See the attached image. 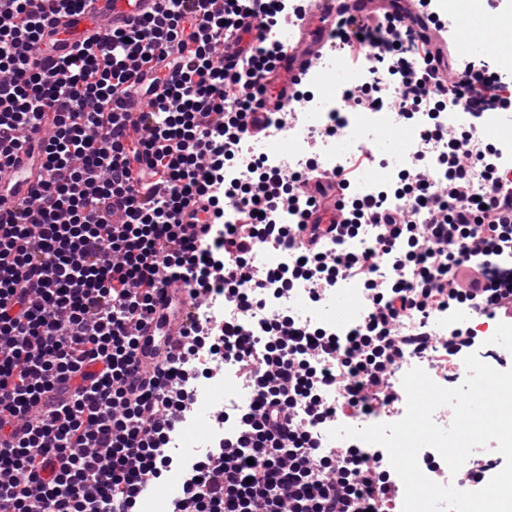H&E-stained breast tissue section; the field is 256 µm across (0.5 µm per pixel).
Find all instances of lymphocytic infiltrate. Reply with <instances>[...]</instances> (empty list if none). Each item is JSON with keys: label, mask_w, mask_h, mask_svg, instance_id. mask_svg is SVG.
I'll use <instances>...</instances> for the list:
<instances>
[{"label": "lymphocytic infiltrate", "mask_w": 512, "mask_h": 512, "mask_svg": "<svg viewBox=\"0 0 512 512\" xmlns=\"http://www.w3.org/2000/svg\"><path fill=\"white\" fill-rule=\"evenodd\" d=\"M78 2L0 0V171L28 131L51 129L38 144L46 180L26 210L0 220V512H131L144 483L161 484L171 465L164 448L181 423L172 385L181 357L142 381L140 394L128 389L136 330L153 308L160 270L224 301L223 317L208 334H188L181 356L204 351L233 364L256 395L244 432L180 464L184 492L172 512H397L403 488L379 466L385 449L326 453L310 424L400 415L405 396L390 384L400 360H425L447 378L480 342L464 326L436 336L433 318L452 306L512 324V283L498 276L512 266V169L472 130L449 138L440 125L425 127L424 141L446 147L447 191L427 185L422 156L404 176L408 207L380 195L345 202L344 236L365 224L384 228L372 254H346L307 222L326 180L348 188L343 169L328 172L311 155L286 176L258 155L246 173L224 178L288 46L259 41L230 79L219 51L250 25L297 19L299 0H223L216 13L164 0L157 14L103 28L50 70L34 66L27 48L54 51L43 31ZM385 35L380 26H342L334 46L358 66L375 59L397 79L402 118L451 102L477 122L512 107V83L488 62L449 54L455 81L447 89L428 76V43L407 32L395 45ZM133 98L148 111L128 132L119 109ZM477 174L481 196H456ZM198 195L211 221L200 238H178V218ZM112 199L124 208L118 224L97 218ZM420 206L441 221L416 223ZM288 209L298 223H280ZM262 243L293 251L292 270L252 266ZM383 264L392 276L380 283ZM340 278L369 294L353 336L271 305L294 280L315 299ZM51 455L61 465L49 473Z\"/></svg>", "instance_id": "1"}]
</instances>
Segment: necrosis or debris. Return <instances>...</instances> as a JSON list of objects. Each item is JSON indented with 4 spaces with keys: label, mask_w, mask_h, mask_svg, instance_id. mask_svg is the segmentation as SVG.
<instances>
[{
    "label": "necrosis or debris",
    "mask_w": 512,
    "mask_h": 512,
    "mask_svg": "<svg viewBox=\"0 0 512 512\" xmlns=\"http://www.w3.org/2000/svg\"><path fill=\"white\" fill-rule=\"evenodd\" d=\"M372 84L381 89V102L369 110L357 111L354 95ZM305 86L309 100L299 118L264 148L263 155L270 163L290 173L299 170L307 144L320 133L324 136L320 163L327 170H336L359 152H374L384 159L381 169L367 172L350 186L351 197L383 192L391 206L406 207L407 202L398 191L399 179L424 154L432 161L433 180L446 185V170L438 162L443 151L441 143L428 145L420 136V128L429 122V115H417L408 123L399 121L392 110L398 89L386 70L370 61L350 70L340 57L330 56L309 75ZM278 304L289 314L345 337L357 325L367 297L358 281L347 278L314 302L308 297L306 284L299 281ZM173 390L182 410L180 428L170 440L175 448H191L199 441L213 442L237 435L245 428L240 412L255 404L253 392L237 382L235 369L229 363L216 364L205 375L199 359L185 358L177 369Z\"/></svg>",
    "instance_id": "obj_1"
}]
</instances>
